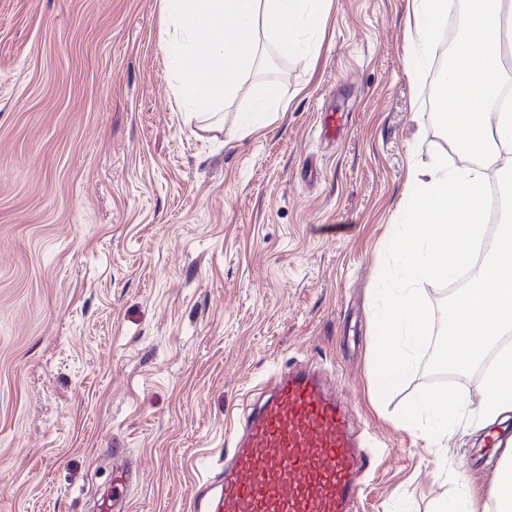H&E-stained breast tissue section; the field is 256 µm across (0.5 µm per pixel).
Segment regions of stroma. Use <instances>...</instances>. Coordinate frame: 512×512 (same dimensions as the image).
<instances>
[{"mask_svg":"<svg viewBox=\"0 0 512 512\" xmlns=\"http://www.w3.org/2000/svg\"><path fill=\"white\" fill-rule=\"evenodd\" d=\"M406 0H333L316 54L272 53L286 107L241 136L173 96L160 0H0V512H95L130 449V512H186L274 368L320 369L369 450L356 512L485 502L512 416L445 448L400 429L481 369L373 394L377 290L411 163L474 165L405 69ZM341 115L336 137L323 113Z\"/></svg>","mask_w":512,"mask_h":512,"instance_id":"1","label":"stroma"}]
</instances>
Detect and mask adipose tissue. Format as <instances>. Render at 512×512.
I'll list each match as a JSON object with an SVG mask.
<instances>
[{
    "label": "adipose tissue",
    "instance_id": "ef3b65f1",
    "mask_svg": "<svg viewBox=\"0 0 512 512\" xmlns=\"http://www.w3.org/2000/svg\"><path fill=\"white\" fill-rule=\"evenodd\" d=\"M448 0H407L406 70L420 82L439 45ZM512 17V0H468L454 45L453 61L433 87L441 124L464 152L495 165L502 186L512 191V108L497 100L505 70L501 25ZM409 191L401 208L394 242L397 273L403 284L383 291L376 321L374 374L379 390L403 382L429 341L433 316L420 290L423 282L450 280L483 255L479 272L459 289L448 309L438 356L459 370L484 366V396L477 407L447 392L423 394L400 418L401 427L428 446H442L467 432L472 418L496 422L512 412V223L504 222L495 238L484 230L486 173L474 167L452 170L447 159L411 165ZM490 505L478 506L469 493L453 496L439 512H512V454L504 456L490 493Z\"/></svg>",
    "mask_w": 512,
    "mask_h": 512
}]
</instances>
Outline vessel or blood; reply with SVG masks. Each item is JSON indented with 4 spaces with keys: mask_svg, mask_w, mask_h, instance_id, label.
Wrapping results in <instances>:
<instances>
[{
    "mask_svg": "<svg viewBox=\"0 0 512 512\" xmlns=\"http://www.w3.org/2000/svg\"><path fill=\"white\" fill-rule=\"evenodd\" d=\"M224 459L219 478L197 485L190 512H352L373 456L361 450L345 407L319 375L296 366L276 371ZM111 492L97 512H126L137 473L113 449Z\"/></svg>",
    "mask_w": 512,
    "mask_h": 512,
    "instance_id": "b4317fda",
    "label": "vessel or blood"
}]
</instances>
